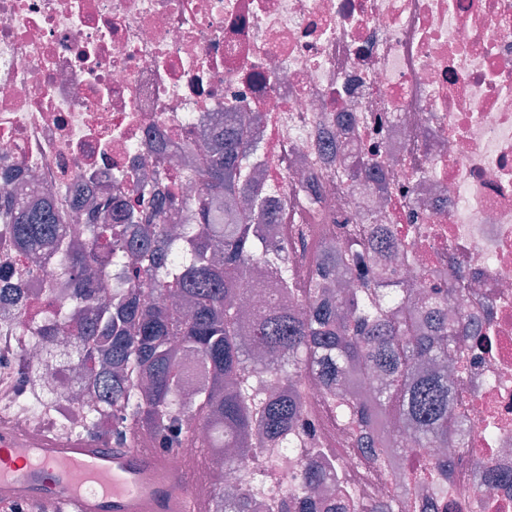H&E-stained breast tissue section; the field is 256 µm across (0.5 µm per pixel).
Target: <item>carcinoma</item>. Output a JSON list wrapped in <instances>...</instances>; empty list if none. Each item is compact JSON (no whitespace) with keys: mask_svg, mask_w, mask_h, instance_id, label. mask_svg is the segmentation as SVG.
<instances>
[{"mask_svg":"<svg viewBox=\"0 0 512 512\" xmlns=\"http://www.w3.org/2000/svg\"><path fill=\"white\" fill-rule=\"evenodd\" d=\"M218 149L188 172L199 183L195 199L169 196L160 201L137 189L143 212L112 218V195L89 199L92 239L68 234L69 213L49 196L37 201L6 193L0 197L3 235L31 251L49 250L55 266L72 276L71 297L85 307L99 290L110 301L84 316L60 302L59 320L36 340L46 350L61 329L72 332L81 367L97 390L102 408L119 412L114 423L86 413L91 434L124 442L149 433L161 448L196 442L225 463L226 448H262L276 440L292 445L301 404L280 392L267 398L252 393L243 374L253 370L278 384L318 371L330 392L357 368L372 369L383 380L367 403L343 406L344 418L363 435L364 451L383 462L390 417L414 426L405 451L464 447L448 420L452 386L433 365L462 352L469 327L442 311L448 297L464 289L435 286L418 305L413 289L393 280L360 278L346 296L328 291L330 276L348 266L343 255L320 254L318 274L309 284L311 308L293 310L276 302L258 312L248 329L262 352L252 355L240 339L239 295L253 265L274 272L271 297L294 293V269L282 249H271L261 234L269 219L266 190L245 163L247 144L240 129L226 124L214 130ZM185 209L189 222L172 234L167 220ZM351 250L394 251L383 225H371L364 238L347 227ZM420 308L429 327L420 332L404 311ZM328 479L308 462L292 500L301 512H314L311 497ZM258 487L224 499V512H252Z\"/></svg>","mask_w":512,"mask_h":512,"instance_id":"1","label":"carcinoma"}]
</instances>
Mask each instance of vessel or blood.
Segmentation results:
<instances>
[{
	"mask_svg": "<svg viewBox=\"0 0 512 512\" xmlns=\"http://www.w3.org/2000/svg\"><path fill=\"white\" fill-rule=\"evenodd\" d=\"M175 450L0 426V512H197Z\"/></svg>",
	"mask_w": 512,
	"mask_h": 512,
	"instance_id": "obj_1",
	"label": "vessel or blood"
}]
</instances>
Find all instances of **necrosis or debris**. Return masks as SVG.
I'll list each match as a JSON object with an SVG mask.
<instances>
[{
    "label": "necrosis or debris",
    "instance_id": "1",
    "mask_svg": "<svg viewBox=\"0 0 512 512\" xmlns=\"http://www.w3.org/2000/svg\"><path fill=\"white\" fill-rule=\"evenodd\" d=\"M228 112L254 116L245 140L279 216L264 235L288 245L295 307L319 251L344 244L342 225L387 224L407 253L400 277L424 294L458 273L468 293L448 314H483L486 339L445 369L465 447L388 451L374 464L337 420L339 398L308 377L292 390L293 448L252 449L195 496L256 483L257 512H282L314 457L347 512H512V0H0V184L32 201L55 193L72 226L85 219L70 189L108 184L126 207L146 168L157 193L198 196L186 172ZM352 158L375 164L370 189L348 180ZM309 191L317 207L297 240L294 207ZM53 264L0 239V276L23 270L33 285L27 316L51 311ZM0 336L12 342L0 346V423L86 432L75 415L93 399L85 375L62 382L8 321ZM23 394L50 405L32 415L16 405ZM444 454L449 469L430 470Z\"/></svg>",
    "mask_w": 512,
    "mask_h": 512
}]
</instances>
